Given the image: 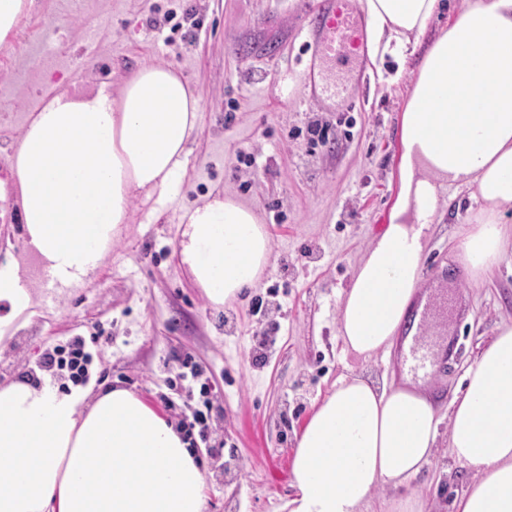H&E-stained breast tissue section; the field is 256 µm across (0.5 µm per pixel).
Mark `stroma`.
Wrapping results in <instances>:
<instances>
[{"label": "stroma", "instance_id": "obj_1", "mask_svg": "<svg viewBox=\"0 0 512 512\" xmlns=\"http://www.w3.org/2000/svg\"><path fill=\"white\" fill-rule=\"evenodd\" d=\"M311 0H28L16 30L0 41V148L59 86L118 87L149 63L179 69L202 99L201 128L188 141L186 172L165 196L132 200L130 222L91 282L63 290L27 260L12 199L0 200V263H28L41 306L0 346V384L48 375L44 353L79 336L92 356L96 384L139 395L172 423L190 414L198 388L169 389L193 357L215 387L208 442L196 459L205 477L204 512H287L293 498L296 437L336 380L356 373L375 384L404 377L389 355L359 360L337 334L338 303L367 245L387 225L397 193L400 117L428 44L455 18V0L403 62L365 60L366 83L343 108L300 96L311 62L306 34ZM234 113L226 121V113ZM329 138L314 146L312 126ZM224 192L258 214L271 244L256 288L212 304L181 265V215ZM467 191L453 192L430 230L423 288L447 287L462 306L443 323L458 354L427 388L449 408L468 368L503 324H512V236L484 279H462L452 257L467 216ZM263 308L252 313L255 299ZM271 349L258 360L253 339ZM176 408H166L161 395ZM472 480L438 450L400 495L427 499L429 512H452Z\"/></svg>", "mask_w": 512, "mask_h": 512}]
</instances>
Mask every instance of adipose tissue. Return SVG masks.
Here are the masks:
<instances>
[{"label":"adipose tissue","instance_id":"obj_1","mask_svg":"<svg viewBox=\"0 0 512 512\" xmlns=\"http://www.w3.org/2000/svg\"><path fill=\"white\" fill-rule=\"evenodd\" d=\"M376 56L404 58L441 0H365ZM201 98L171 66L136 69L118 91L62 89L5 149L25 251L51 283H85L128 220L132 198L167 193L185 171ZM399 189L384 232L340 299L338 335L366 359L387 352L417 294L426 231L442 186L472 189L477 209L455 259L470 279L496 265L512 209V0H459L426 50L400 120ZM179 256L216 304L254 287L271 254L255 211L227 195L187 210ZM37 304L18 260L0 264V342ZM441 415L410 384L378 388L348 375L297 437L290 512H422L419 500L380 503V487L419 475L448 425L451 457L473 479L455 512H512V325L468 369ZM203 473L188 441L132 392L98 395L49 380L0 385V512H204Z\"/></svg>","mask_w":512,"mask_h":512}]
</instances>
